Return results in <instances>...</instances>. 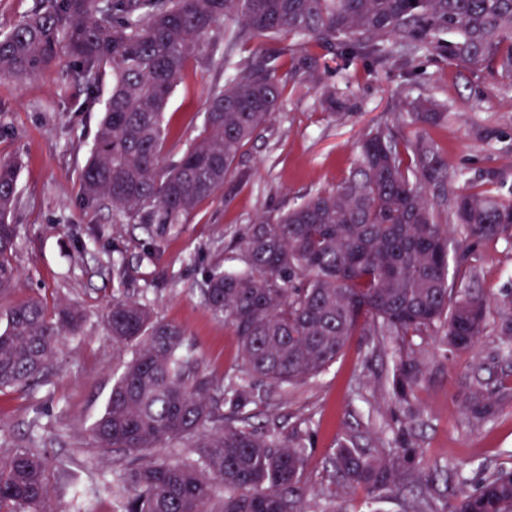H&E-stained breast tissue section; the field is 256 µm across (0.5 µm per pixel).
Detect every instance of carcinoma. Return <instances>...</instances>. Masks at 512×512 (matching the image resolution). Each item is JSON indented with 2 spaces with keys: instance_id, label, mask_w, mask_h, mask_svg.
<instances>
[{
  "instance_id": "1",
  "label": "carcinoma",
  "mask_w": 512,
  "mask_h": 512,
  "mask_svg": "<svg viewBox=\"0 0 512 512\" xmlns=\"http://www.w3.org/2000/svg\"><path fill=\"white\" fill-rule=\"evenodd\" d=\"M220 35L224 52L209 60L224 84L209 92L202 133L167 164V103ZM281 37L300 47L290 63L302 76H314L316 50L334 44L382 70L437 52L512 77V0H53L0 34V77L31 76L65 56L85 83V108L108 85L82 170L86 201L111 206L116 224H180L223 189L244 146L280 108L278 66L259 53L236 61V48ZM408 106L418 123L445 119L432 100ZM356 150L354 168L336 187L244 225L236 256H225L244 269L217 261L203 292L238 337L247 377L277 388L304 384L336 362L351 336L370 337L375 350L390 336L399 345L392 392L408 405L423 379L413 337L467 352L488 327L491 298L449 278L448 228L463 242H509L512 197L488 172L452 193L448 206L431 203L427 190L446 189L450 176L438 144L424 134L378 127ZM17 181V163L0 160V295L19 280L11 262L18 225L10 221ZM0 320L3 390L46 380L59 344L80 333L84 316L64 302L49 313L31 297L1 310ZM105 325L113 342L134 346L91 426L97 447L140 459L120 475L121 512H307L302 438L270 440L251 427L259 389L234 378L213 387L189 355L184 330L144 303H112ZM496 405L480 382L467 412L483 421ZM182 439L194 440V457L144 460ZM392 444L375 457L345 439L331 458L335 475L376 499L405 489L420 450L404 433ZM0 512H56L38 449L0 461ZM449 512H512V469L458 496Z\"/></svg>"
}]
</instances>
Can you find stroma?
I'll return each instance as SVG.
<instances>
[{"instance_id":"stroma-1","label":"stroma","mask_w":512,"mask_h":512,"mask_svg":"<svg viewBox=\"0 0 512 512\" xmlns=\"http://www.w3.org/2000/svg\"><path fill=\"white\" fill-rule=\"evenodd\" d=\"M288 38L259 39L241 46L237 59L256 51L280 52L283 96L279 110L244 146L236 168L217 197L204 200L184 223L116 224L101 204L87 203L81 172L103 110L82 111L86 91L69 61L39 74L0 77V158L19 162L18 199L11 215L19 228L13 264L21 286L0 296L6 308L39 296L46 306L67 301L85 316L80 335L60 346L47 382L0 392V459L20 448H37L47 458V476L57 512H118L120 498L103 487L90 461L101 454L89 433L104 409L113 383L132 357V347L113 343L104 317L113 301L134 299L154 315L182 327L203 375L223 386L240 373L236 336L215 317L201 288L213 263L233 244L237 230L256 215L299 203L319 188L336 186L352 168L354 146L370 129H417L408 115L415 98L448 110V121L426 127L440 146L449 172L479 179L500 174L512 190V78L446 58L419 55L403 68L374 71L350 64L337 49L321 50L314 78L290 72ZM224 75L205 61L192 64L165 111L167 159L201 133L204 102ZM336 92L335 103L323 97ZM467 264L479 287L498 305L473 351L458 353L429 337L415 339L425 379L411 402L420 412L406 421L403 411L379 387L392 368L395 343L372 351L363 336L351 337L336 363L320 378L272 388L251 410V425L284 437L301 432L306 461L302 480L312 488L308 512H403L402 497L376 501L365 487L341 489L330 458L339 441L353 437L374 455L389 451L369 416L393 429L411 427L422 450L417 474L437 479L425 512H447L448 486L462 469L467 490L499 469L512 468V360L499 336L512 300V244L499 241L470 248ZM498 388L499 404L488 421L470 424L465 405L475 382Z\"/></svg>"}]
</instances>
